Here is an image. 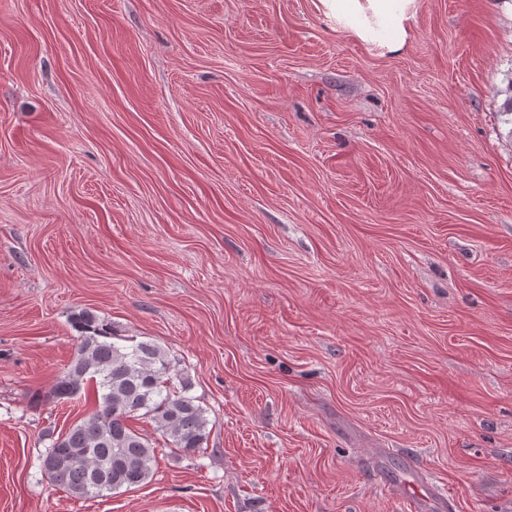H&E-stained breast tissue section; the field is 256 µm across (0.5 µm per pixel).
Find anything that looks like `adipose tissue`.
Returning a JSON list of instances; mask_svg holds the SVG:
<instances>
[{
	"label": "adipose tissue",
	"instance_id": "1",
	"mask_svg": "<svg viewBox=\"0 0 512 512\" xmlns=\"http://www.w3.org/2000/svg\"><path fill=\"white\" fill-rule=\"evenodd\" d=\"M326 16L361 41L400 52L411 36L416 0H320Z\"/></svg>",
	"mask_w": 512,
	"mask_h": 512
}]
</instances>
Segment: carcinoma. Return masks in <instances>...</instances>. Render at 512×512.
Returning a JSON list of instances; mask_svg holds the SVG:
<instances>
[{
	"instance_id": "cac0c4a2",
	"label": "carcinoma",
	"mask_w": 512,
	"mask_h": 512,
	"mask_svg": "<svg viewBox=\"0 0 512 512\" xmlns=\"http://www.w3.org/2000/svg\"><path fill=\"white\" fill-rule=\"evenodd\" d=\"M80 332L74 358L49 392L56 402L94 389L98 406L51 439L40 457L49 483L83 497H102L154 476L155 448L131 425L145 419L171 447L191 454L207 442V411L190 394L168 349L151 340L120 337L90 310L72 316Z\"/></svg>"
}]
</instances>
